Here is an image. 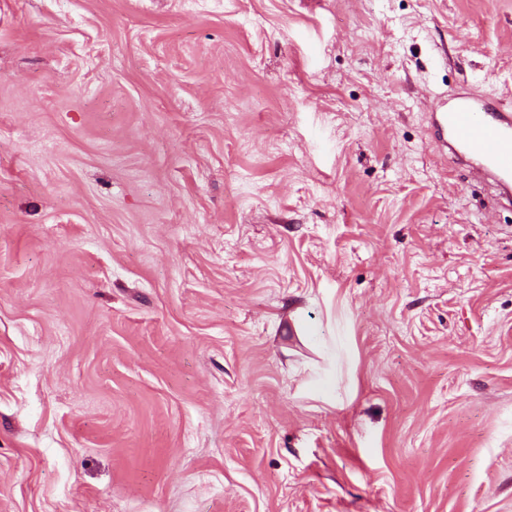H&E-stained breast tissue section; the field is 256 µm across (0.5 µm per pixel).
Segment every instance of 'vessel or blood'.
Masks as SVG:
<instances>
[{
	"label": "vessel or blood",
	"mask_w": 512,
	"mask_h": 512,
	"mask_svg": "<svg viewBox=\"0 0 512 512\" xmlns=\"http://www.w3.org/2000/svg\"><path fill=\"white\" fill-rule=\"evenodd\" d=\"M449 157L468 166L496 190L502 205L512 206V113L491 99L458 96L446 111L433 115Z\"/></svg>",
	"instance_id": "vessel-or-blood-1"
}]
</instances>
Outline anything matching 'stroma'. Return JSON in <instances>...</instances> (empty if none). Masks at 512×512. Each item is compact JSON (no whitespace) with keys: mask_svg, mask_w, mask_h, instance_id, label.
I'll use <instances>...</instances> for the list:
<instances>
[{"mask_svg":"<svg viewBox=\"0 0 512 512\" xmlns=\"http://www.w3.org/2000/svg\"><path fill=\"white\" fill-rule=\"evenodd\" d=\"M512 0H0V512H512ZM433 124L458 165L468 166L490 183L502 205L512 206V113L491 99L458 96L444 112L433 113Z\"/></svg>","mask_w":512,"mask_h":512,"instance_id":"obj_1","label":"stroma"}]
</instances>
